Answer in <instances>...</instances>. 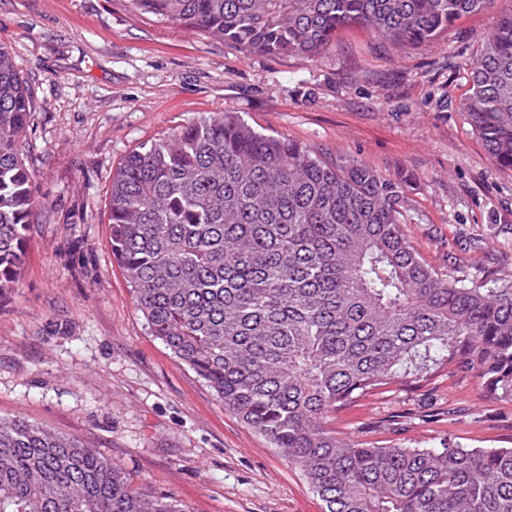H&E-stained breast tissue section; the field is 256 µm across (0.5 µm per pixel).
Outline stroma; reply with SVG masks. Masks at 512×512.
<instances>
[{
    "instance_id": "stroma-1",
    "label": "stroma",
    "mask_w": 512,
    "mask_h": 512,
    "mask_svg": "<svg viewBox=\"0 0 512 512\" xmlns=\"http://www.w3.org/2000/svg\"><path fill=\"white\" fill-rule=\"evenodd\" d=\"M512 0L403 51L343 30L318 59L250 54L130 0H0L33 106L23 159L43 203L18 288L0 301V417L118 461L135 488L189 512H323L302 473L151 336L108 247L123 157L207 112L409 182L404 231L453 278L512 281V170L461 102L467 61ZM361 442L512 447V399L472 380L400 386L337 412Z\"/></svg>"
}]
</instances>
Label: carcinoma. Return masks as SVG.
<instances>
[{"label":"carcinoma","instance_id":"cac0c4a2","mask_svg":"<svg viewBox=\"0 0 512 512\" xmlns=\"http://www.w3.org/2000/svg\"><path fill=\"white\" fill-rule=\"evenodd\" d=\"M248 53L315 59L358 26L404 50L495 0H131ZM461 103L512 170V7ZM31 102L0 44V301L38 204L22 144ZM407 182L212 112L129 153L109 247L151 335L300 469L324 512H512V447L388 446L336 436V411L449 375L512 398V283L445 278L403 231ZM0 512H189L131 486L95 448L0 418Z\"/></svg>","mask_w":512,"mask_h":512}]
</instances>
